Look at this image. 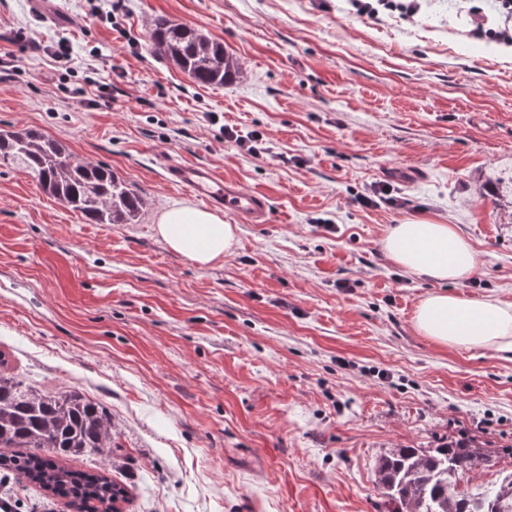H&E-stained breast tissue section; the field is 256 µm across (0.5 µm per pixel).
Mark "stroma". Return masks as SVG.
Here are the masks:
<instances>
[{
    "instance_id": "obj_1",
    "label": "stroma",
    "mask_w": 512,
    "mask_h": 512,
    "mask_svg": "<svg viewBox=\"0 0 512 512\" xmlns=\"http://www.w3.org/2000/svg\"><path fill=\"white\" fill-rule=\"evenodd\" d=\"M473 6L496 2L423 0L405 21L350 0H0V129L145 202L138 223L90 224L0 164L5 370L107 409L123 512H387L378 458L451 439L495 459L468 494L512 473V354L419 335L438 284L383 250L390 225H453L479 266L448 290L512 302V48L469 36ZM159 16L222 41L239 78L203 87L151 53ZM181 160L270 198V223L225 215L238 243L207 267L156 233L193 199L165 171ZM379 182L414 210L356 203ZM0 498L69 512L14 480Z\"/></svg>"
}]
</instances>
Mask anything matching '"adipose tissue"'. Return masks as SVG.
Returning <instances> with one entry per match:
<instances>
[{"mask_svg":"<svg viewBox=\"0 0 512 512\" xmlns=\"http://www.w3.org/2000/svg\"><path fill=\"white\" fill-rule=\"evenodd\" d=\"M238 232L222 214L189 203L171 205L157 224L158 235L173 251L200 266L232 250ZM383 246L393 264L439 282L463 281L478 267L469 241L449 224H396ZM411 323L417 333L444 347L512 353V302L471 299L439 289L421 298Z\"/></svg>","mask_w":512,"mask_h":512,"instance_id":"ef3b65f1","label":"adipose tissue"}]
</instances>
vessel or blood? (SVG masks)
I'll return each mask as SVG.
<instances>
[{
    "label": "vessel or blood",
    "instance_id": "1",
    "mask_svg": "<svg viewBox=\"0 0 512 512\" xmlns=\"http://www.w3.org/2000/svg\"><path fill=\"white\" fill-rule=\"evenodd\" d=\"M172 183L186 188L207 203L222 206L225 212L243 217L251 224L269 223L271 207L267 197L236 182L224 179L201 163H167Z\"/></svg>",
    "mask_w": 512,
    "mask_h": 512
}]
</instances>
